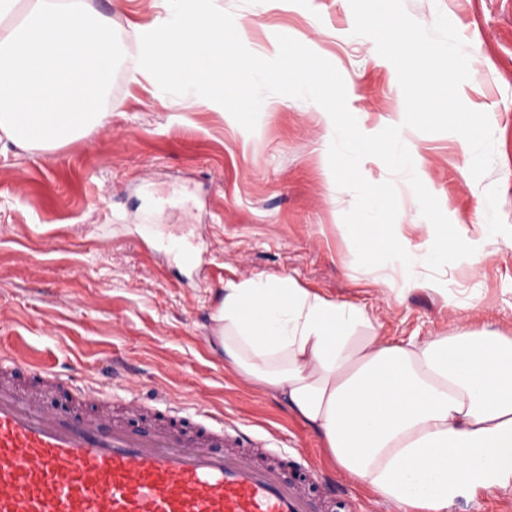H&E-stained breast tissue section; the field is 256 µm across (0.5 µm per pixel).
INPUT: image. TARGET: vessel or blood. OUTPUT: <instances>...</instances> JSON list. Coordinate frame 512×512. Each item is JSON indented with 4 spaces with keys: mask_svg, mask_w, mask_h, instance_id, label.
Wrapping results in <instances>:
<instances>
[{
    "mask_svg": "<svg viewBox=\"0 0 512 512\" xmlns=\"http://www.w3.org/2000/svg\"><path fill=\"white\" fill-rule=\"evenodd\" d=\"M62 387L35 353L0 360V512H320L319 470L261 462L223 417L116 414L104 385L63 413L46 404Z\"/></svg>",
    "mask_w": 512,
    "mask_h": 512,
    "instance_id": "vessel-or-blood-1",
    "label": "vessel or blood"
}]
</instances>
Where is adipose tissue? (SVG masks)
<instances>
[{
	"mask_svg": "<svg viewBox=\"0 0 512 512\" xmlns=\"http://www.w3.org/2000/svg\"><path fill=\"white\" fill-rule=\"evenodd\" d=\"M211 335L320 434L334 464L415 512L512 488V337L393 342L288 276L225 285Z\"/></svg>",
	"mask_w": 512,
	"mask_h": 512,
	"instance_id": "adipose-tissue-1",
	"label": "adipose tissue"
}]
</instances>
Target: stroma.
Segmentation results:
<instances>
[{"instance_id": "obj_1", "label": "stroma", "mask_w": 512, "mask_h": 512, "mask_svg": "<svg viewBox=\"0 0 512 512\" xmlns=\"http://www.w3.org/2000/svg\"><path fill=\"white\" fill-rule=\"evenodd\" d=\"M131 49L136 27L158 15L153 0H98ZM245 26L259 56L291 36L341 73L360 129L401 125L397 73L374 42L353 35L349 0H215ZM432 26L445 14L467 45L470 78L459 94L487 113L490 171L475 179L472 151L452 132L403 128L415 170L463 239L480 245L493 225L499 246L477 271L464 261L409 273L357 263L343 221L355 202L328 160L334 132L313 102L265 96L255 131L221 105L129 82L118 74L103 126L61 148L0 155V353L16 343L46 357L73 383L101 379L123 362L114 403L135 398L205 405L258 448L312 463L355 512H402L333 465L320 436L258 384L211 352L207 336L226 283L290 276L336 301L363 307L382 336L420 340L494 331L512 336V0H404ZM370 182L393 180L402 243L418 254L433 240L405 176L378 158ZM205 244L209 265L189 264L177 243Z\"/></svg>"}]
</instances>
